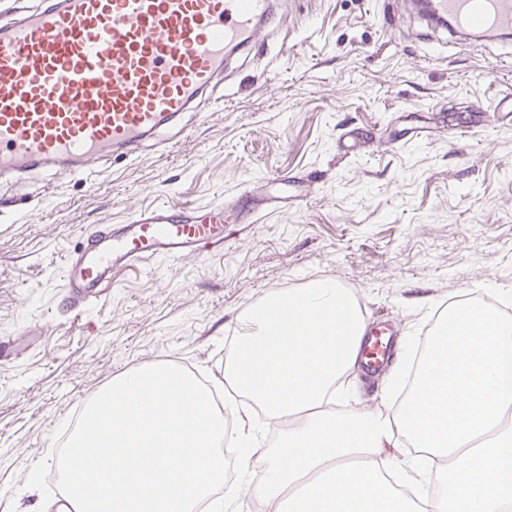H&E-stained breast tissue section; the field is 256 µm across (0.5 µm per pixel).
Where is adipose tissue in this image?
I'll list each match as a JSON object with an SVG mask.
<instances>
[{
	"instance_id": "obj_1",
	"label": "adipose tissue",
	"mask_w": 512,
	"mask_h": 512,
	"mask_svg": "<svg viewBox=\"0 0 512 512\" xmlns=\"http://www.w3.org/2000/svg\"><path fill=\"white\" fill-rule=\"evenodd\" d=\"M367 330L357 300L330 280L251 307L224 379L282 432L273 448L236 431L241 470L224 480L219 445L232 403L168 363L116 378L88 405L58 461L75 512H196L224 490L264 512H512V320L483 304L449 307L425 338L412 391L387 409L338 412L337 382ZM410 445L401 465L389 448Z\"/></svg>"
}]
</instances>
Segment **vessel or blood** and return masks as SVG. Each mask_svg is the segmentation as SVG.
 I'll list each match as a JSON object with an SVG mask.
<instances>
[{
	"label": "vessel or blood",
	"mask_w": 512,
	"mask_h": 512,
	"mask_svg": "<svg viewBox=\"0 0 512 512\" xmlns=\"http://www.w3.org/2000/svg\"><path fill=\"white\" fill-rule=\"evenodd\" d=\"M277 0H40L0 25V177L48 168L89 171L112 152L198 110L228 59L255 46ZM423 15L473 42L512 37V0H426ZM223 205L196 215L163 204L96 230L64 264V299L80 311L113 268L224 247ZM394 333L370 328L359 349L368 376L381 372Z\"/></svg>",
	"instance_id": "b4317fda"
}]
</instances>
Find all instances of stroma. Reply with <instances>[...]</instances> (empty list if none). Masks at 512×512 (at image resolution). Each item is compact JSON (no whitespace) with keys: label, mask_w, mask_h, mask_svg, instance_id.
<instances>
[{"label":"stroma","mask_w":512,"mask_h":512,"mask_svg":"<svg viewBox=\"0 0 512 512\" xmlns=\"http://www.w3.org/2000/svg\"><path fill=\"white\" fill-rule=\"evenodd\" d=\"M278 3L205 109L135 155L0 179V512L57 498L60 440L112 378L168 362L223 383L230 339L271 294L335 281L412 344L452 301L512 316V120L449 129L512 93V39L474 48L412 0ZM395 7L399 30L382 23ZM350 130L368 143L345 153ZM286 178L300 198L282 201ZM218 203L242 210L223 250L114 269L87 309L61 306L65 258L99 226ZM394 383L353 372L345 399L379 407Z\"/></svg>","instance_id":"35a3bbf8"}]
</instances>
